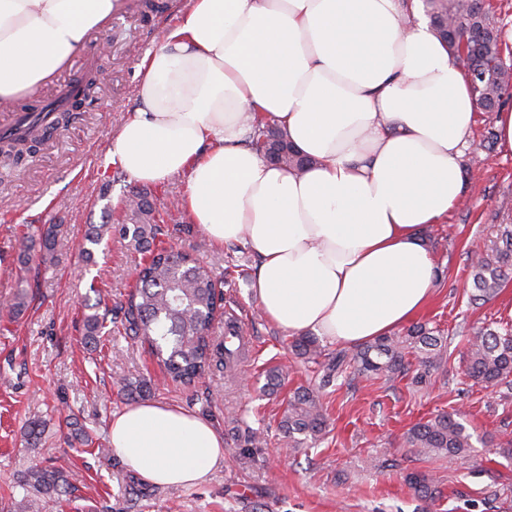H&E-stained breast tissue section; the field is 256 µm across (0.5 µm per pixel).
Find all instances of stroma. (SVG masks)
<instances>
[{
    "label": "stroma",
    "mask_w": 512,
    "mask_h": 512,
    "mask_svg": "<svg viewBox=\"0 0 512 512\" xmlns=\"http://www.w3.org/2000/svg\"><path fill=\"white\" fill-rule=\"evenodd\" d=\"M167 10L143 15L140 0H121L109 23L88 34L84 47L39 88L23 94L15 111H34L56 100L64 86L91 69L107 75L99 93L73 111L67 127L44 136L37 152L0 168V301L27 290L31 300L20 316L0 313V504L23 499L16 477L33 466L66 471L75 487L63 508L43 512H512V392L488 388L467 375V339L474 327L512 325V282L491 300L472 303L467 251L495 239L499 225H512V153L487 141L496 115L478 113L470 155L462 169L466 197L433 225L428 238L438 279L418 322L447 337L446 360L429 384L410 378L393 382L347 370L322 392L327 428L304 450L289 452L279 420L288 396L321 376L319 365L296 359L291 336L259 313L251 291L257 260L247 247L213 245L182 206L187 178L151 186L163 233L157 243L192 254L223 275L224 308L244 325L248 352L234 377L211 368L194 385L172 382L146 343L115 332L100 350L85 345L82 325L95 304L115 310L126 301L141 254L118 234L105 237L85 259L88 225L117 223L122 201L137 182L108 155L119 127L138 105V64L153 51L164 30L176 27L188 0H166ZM108 52H101V44ZM188 232H175L178 224ZM43 224L62 227L55 262L22 268L19 240ZM285 367L275 394L264 389L269 367ZM149 380L150 401L179 406L223 427L238 415L237 433H225L224 465L194 488L144 484L129 498L130 471L102 453L109 447L112 416L129 407L121 386ZM70 407L86 428L90 446L67 443L60 410ZM447 411L472 436L468 456L458 461L421 458L405 435L417 422ZM44 433L26 442L28 419ZM259 433L250 445V433ZM418 471L438 482L441 498H418L405 483Z\"/></svg>",
    "instance_id": "1"
}]
</instances>
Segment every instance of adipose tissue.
<instances>
[{
	"label": "adipose tissue",
	"mask_w": 512,
	"mask_h": 512,
	"mask_svg": "<svg viewBox=\"0 0 512 512\" xmlns=\"http://www.w3.org/2000/svg\"><path fill=\"white\" fill-rule=\"evenodd\" d=\"M113 8L0 0V101L43 84ZM139 72L112 159L143 183L187 174L194 222L258 256L263 318L353 347L429 304L426 231L463 198L477 105L422 0H188ZM251 112L311 166L288 170L244 147ZM110 440L156 486L202 485L224 463L221 431L167 404L114 414Z\"/></svg>",
	"instance_id": "adipose-tissue-1"
}]
</instances>
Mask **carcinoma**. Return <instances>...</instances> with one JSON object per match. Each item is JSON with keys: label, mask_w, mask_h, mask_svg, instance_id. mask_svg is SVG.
<instances>
[{"label": "carcinoma", "mask_w": 512, "mask_h": 512, "mask_svg": "<svg viewBox=\"0 0 512 512\" xmlns=\"http://www.w3.org/2000/svg\"><path fill=\"white\" fill-rule=\"evenodd\" d=\"M425 5L454 58H463L469 71L477 61L484 69L497 72L495 83L472 86L480 111H496L499 85L512 81V70L499 62V27L492 16L483 6L472 3L463 7L459 0H425ZM251 131V146L266 161L299 169L311 164L310 159L293 149L281 130L257 115L251 120ZM35 142L37 136L26 135L0 143L6 154L18 158L23 146ZM123 213L118 232L129 239L135 251L151 255L150 261L138 271L137 288L121 307L124 335L147 342L171 380L182 385H192L214 366L230 368L237 354L211 335L214 320L224 316L223 299L217 296L212 270L186 253L154 248L161 225L151 193L131 191ZM109 232L108 224L90 225L82 246L86 255H92L93 247L100 245ZM59 234L58 225L44 224L36 233L24 237L20 243L21 261L26 263L35 254L43 262L53 260ZM470 275L474 302L493 297L512 278V228L504 227L496 239L474 253ZM104 328L105 316L95 312L84 318V336L89 342L100 343ZM291 351L307 362H315L321 356L316 339L306 335L295 338ZM445 352L443 337L420 324L403 336L379 337L350 353L340 352L329 358L322 365L318 386L299 388L288 398L279 425L288 438L289 450L296 453L302 448L304 439L299 436L316 439L325 431L321 392L344 367L394 381L406 376L414 365L413 381L421 384L441 366ZM468 374L488 387L512 390V329L499 332L480 327L473 331L469 339ZM470 439L462 424L448 413H438L415 424L406 436L409 451L414 455L444 456L450 460L467 456ZM406 482L423 498L433 499L440 493L435 481L421 472L408 474ZM16 484L24 491L22 512H40L48 500L67 494L71 488L64 472L40 467L26 470Z\"/></svg>", "instance_id": "obj_1"}]
</instances>
